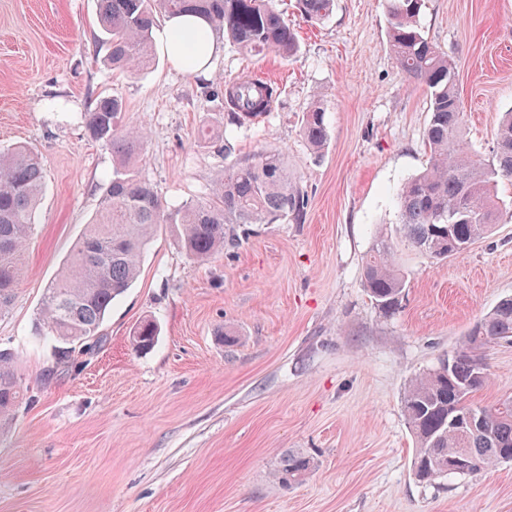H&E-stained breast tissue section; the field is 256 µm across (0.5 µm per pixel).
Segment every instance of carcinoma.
<instances>
[{"instance_id": "obj_1", "label": "carcinoma", "mask_w": 512, "mask_h": 512, "mask_svg": "<svg viewBox=\"0 0 512 512\" xmlns=\"http://www.w3.org/2000/svg\"><path fill=\"white\" fill-rule=\"evenodd\" d=\"M297 4L302 18L321 21L332 13L334 0H297ZM422 6L423 0H388L390 53L398 68L430 94L425 128L429 165L402 187L399 224L411 246L443 260L463 254L461 245L483 238L499 223L505 204L497 187L502 180L512 182V112L503 113L490 153L469 147L458 75L448 55L419 29ZM184 13L198 15L245 53L273 52L289 58L298 48L296 29L274 0H98L97 42L107 49L106 63L128 76L150 68L158 18ZM277 97L276 87L246 77L224 85L228 119L240 128L269 112ZM121 110L120 100L106 96L86 115L91 136L112 151L115 165L72 257L46 288L35 321L38 334L54 341L58 367L71 361L76 345L92 349L101 341L104 319L135 283L140 257L158 225L176 228L186 254L207 261L224 247L238 244L234 225L273 224L288 217L297 221L305 209L304 192L289 181L286 163L278 153L230 164L208 197L167 206L136 169L146 133L142 128L118 127ZM302 134L315 149L327 144L323 108L313 106L303 114ZM43 189L44 169L38 154L24 145L0 151V315L8 311L24 276L23 258L37 225ZM464 199L475 210L448 220V208ZM364 279L381 313L394 314L404 299L406 282L388 239L377 240L365 261ZM158 335L152 320L141 321L131 333L141 351L151 349ZM510 339L512 297L507 296L472 327L468 348L455 353L453 368L432 369L408 385L403 412L416 443V481L430 484L448 475H470L448 469L457 456H473L485 470L505 462V454L512 453V399L491 406L469 402V395L486 384L484 380L472 383L477 365L473 350ZM22 399L11 358L0 350V420L8 419ZM457 406L484 414L486 425L467 429L448 425V410ZM311 468L310 458L292 454L274 476L291 486Z\"/></svg>"}]
</instances>
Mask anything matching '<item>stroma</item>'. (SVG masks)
<instances>
[{
	"mask_svg": "<svg viewBox=\"0 0 512 512\" xmlns=\"http://www.w3.org/2000/svg\"><path fill=\"white\" fill-rule=\"evenodd\" d=\"M275 4L298 34L291 60L223 41L208 72L161 54L129 77L98 58L96 0H0V148H32L47 185L0 316L31 398L0 427V512H512V462L418 483L402 409L408 381L512 296V215L456 258L400 245L405 297L381 314L363 265L380 232L397 236L399 190L427 165L430 96L390 54L387 0H336L323 22ZM419 26L457 67L467 142L492 150L512 111V0H425ZM243 74L279 97L240 128L219 92ZM103 96L122 100L120 125L146 128L139 172L169 206L266 152L284 154L308 201L301 221L237 225V246L205 263L160 226L103 343L56 372L34 322L112 175L85 126ZM315 102L329 131L318 153L301 133ZM145 319L160 334L141 353L130 330ZM476 355L488 381L474 404L512 398V343ZM296 452L315 467L286 487L274 471Z\"/></svg>",
	"mask_w": 512,
	"mask_h": 512,
	"instance_id": "obj_1",
	"label": "stroma"
}]
</instances>
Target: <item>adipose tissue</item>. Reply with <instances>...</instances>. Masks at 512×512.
Returning a JSON list of instances; mask_svg holds the SVG:
<instances>
[{
	"instance_id": "1",
	"label": "adipose tissue",
	"mask_w": 512,
	"mask_h": 512,
	"mask_svg": "<svg viewBox=\"0 0 512 512\" xmlns=\"http://www.w3.org/2000/svg\"><path fill=\"white\" fill-rule=\"evenodd\" d=\"M206 28L203 20L192 15L174 18L156 28L155 44L175 64L186 63L205 72L216 52L215 37Z\"/></svg>"
}]
</instances>
